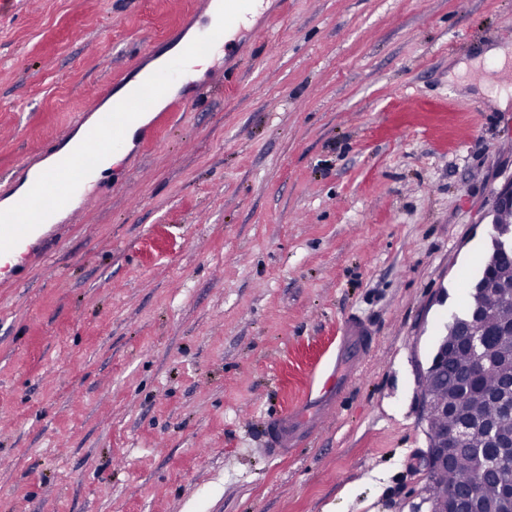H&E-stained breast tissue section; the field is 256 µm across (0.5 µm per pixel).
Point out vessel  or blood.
Segmentation results:
<instances>
[{
    "mask_svg": "<svg viewBox=\"0 0 512 512\" xmlns=\"http://www.w3.org/2000/svg\"><path fill=\"white\" fill-rule=\"evenodd\" d=\"M267 0H203L207 30L194 36L188 50L209 56L223 54L224 71L232 73L238 64L240 37H253L261 30L268 15ZM185 78L180 57H170L150 70L131 92L130 104H117L112 111L99 113L94 123L78 118L83 128L82 143L60 157L54 167L38 175L31 191L19 197L9 211H0V250L17 247L52 215L69 205L85 190L102 161L126 147L125 128L134 112L152 110L157 101L168 96L170 89ZM343 350L356 356L368 353L373 345L369 326L357 315H348L342 327ZM313 420L304 409L270 417L265 443L272 457L287 458L294 452Z\"/></svg>",
    "mask_w": 512,
    "mask_h": 512,
    "instance_id": "vessel-or-blood-1",
    "label": "vessel or blood"
}]
</instances>
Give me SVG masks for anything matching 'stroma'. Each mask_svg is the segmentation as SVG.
I'll return each mask as SVG.
<instances>
[{"label":"stroma","mask_w":512,"mask_h":512,"mask_svg":"<svg viewBox=\"0 0 512 512\" xmlns=\"http://www.w3.org/2000/svg\"><path fill=\"white\" fill-rule=\"evenodd\" d=\"M201 0H0V201ZM512 0H287L0 275V512H428L418 368L512 177ZM464 72H457V65ZM356 313L374 350L285 460ZM312 425L313 418L307 416L303 407L270 417L265 435L270 455L281 459L291 456Z\"/></svg>","instance_id":"35a3bbf8"}]
</instances>
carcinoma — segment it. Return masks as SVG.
Here are the masks:
<instances>
[{
  "mask_svg": "<svg viewBox=\"0 0 512 512\" xmlns=\"http://www.w3.org/2000/svg\"><path fill=\"white\" fill-rule=\"evenodd\" d=\"M466 303L452 315L440 343L448 344V374L431 383L436 398L448 400V416L437 415L431 424L437 433L448 434V469L432 475L434 500L453 496L458 490L476 485L480 497L477 512H512V500L502 495L506 482L498 475L500 458L512 453L501 447L512 438V420L503 416V403L512 399V341L496 335L502 322H512V305L501 299L512 295V261L505 259L496 267L493 279L484 289L464 286ZM476 310L487 311L484 341L497 359L482 361L466 347L462 320ZM471 424L463 443L453 440L455 426Z\"/></svg>",
  "mask_w": 512,
  "mask_h": 512,
  "instance_id": "1",
  "label": "carcinoma"
}]
</instances>
